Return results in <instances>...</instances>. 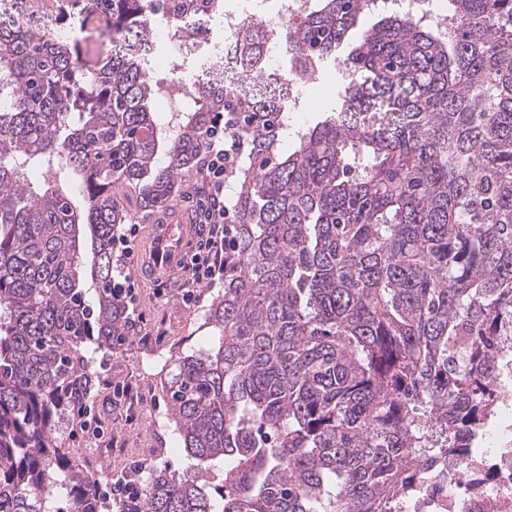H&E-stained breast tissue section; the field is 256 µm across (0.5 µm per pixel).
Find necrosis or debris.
Wrapping results in <instances>:
<instances>
[{
	"mask_svg": "<svg viewBox=\"0 0 512 512\" xmlns=\"http://www.w3.org/2000/svg\"><path fill=\"white\" fill-rule=\"evenodd\" d=\"M256 15V0H234L224 11V44L197 67L200 80L216 79L247 94L277 87L298 92L295 78L264 81L246 78L232 49L242 24ZM18 24L35 33L61 36L60 15L38 8L36 0H0V23ZM501 344L509 361L490 384L496 396L492 428L482 435L480 451L453 456L428 485L416 487L402 512H512V335Z\"/></svg>",
	"mask_w": 512,
	"mask_h": 512,
	"instance_id": "4bbe7bcc",
	"label": "necrosis or debris"
}]
</instances>
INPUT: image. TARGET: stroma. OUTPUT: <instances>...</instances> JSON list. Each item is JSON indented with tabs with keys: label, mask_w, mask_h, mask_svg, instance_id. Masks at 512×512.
I'll use <instances>...</instances> for the list:
<instances>
[{
	"label": "stroma",
	"mask_w": 512,
	"mask_h": 512,
	"mask_svg": "<svg viewBox=\"0 0 512 512\" xmlns=\"http://www.w3.org/2000/svg\"><path fill=\"white\" fill-rule=\"evenodd\" d=\"M183 279L173 284L156 286L140 283L136 290L134 315L140 333L123 351L112 355L100 379L108 385L95 400V411L112 423L115 448L111 456H90L93 470L119 474L130 463L141 462L150 448L160 449L157 465H168L175 472L185 471L191 464L180 438L167 420L161 378L171 353L188 352L207 346L211 331L205 314L220 286L204 289L200 300L186 304ZM120 385L138 400L136 408L118 401L111 392Z\"/></svg>",
	"instance_id": "35a3bbf8"
}]
</instances>
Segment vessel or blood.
I'll use <instances>...</instances> for the list:
<instances>
[{"label":"vessel or blood","mask_w":512,"mask_h":512,"mask_svg":"<svg viewBox=\"0 0 512 512\" xmlns=\"http://www.w3.org/2000/svg\"><path fill=\"white\" fill-rule=\"evenodd\" d=\"M198 227L188 210H167L149 224L138 245L137 270L149 284L171 283L183 266L196 239Z\"/></svg>","instance_id":"vessel-or-blood-1"}]
</instances>
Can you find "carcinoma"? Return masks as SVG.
Instances as JSON below:
<instances>
[{"instance_id": "cac0c4a2", "label": "carcinoma", "mask_w": 512, "mask_h": 512, "mask_svg": "<svg viewBox=\"0 0 512 512\" xmlns=\"http://www.w3.org/2000/svg\"><path fill=\"white\" fill-rule=\"evenodd\" d=\"M86 2L116 37L159 16L192 46L222 7ZM374 8L313 0L282 29L244 22L235 48L250 77L277 51L309 78ZM342 67L335 107L284 153L286 97L198 82L170 136L140 57L88 70L72 38L0 25V512H396L478 445L512 333V0H448L443 31L389 15ZM220 129L224 292L210 346L170 355L162 382L195 464L103 483L78 446L96 363L136 329L116 190L162 206Z\"/></svg>"}]
</instances>
